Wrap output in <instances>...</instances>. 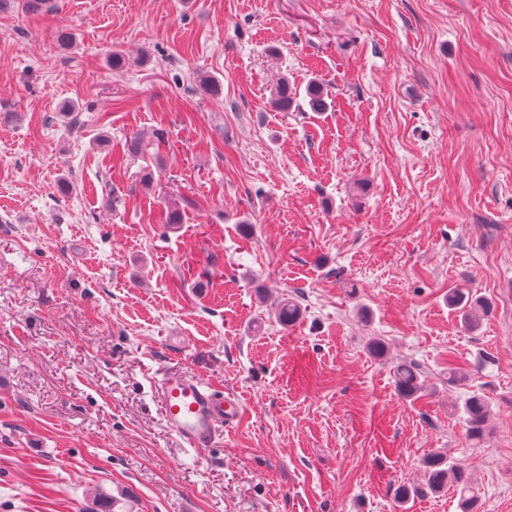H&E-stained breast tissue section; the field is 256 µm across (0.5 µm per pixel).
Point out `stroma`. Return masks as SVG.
<instances>
[{"mask_svg": "<svg viewBox=\"0 0 512 512\" xmlns=\"http://www.w3.org/2000/svg\"><path fill=\"white\" fill-rule=\"evenodd\" d=\"M51 6L0 5V512H458L396 498L434 451L512 512V0ZM282 76L330 108L275 110ZM405 361L427 396L397 393ZM163 370L245 414L191 449ZM448 302L455 307L462 317L466 328L474 330L478 326V313H487L490 306L470 290H456L448 296ZM462 412L468 427V435L476 445H481L488 431L490 402L486 395L477 391L469 395L463 402Z\"/></svg>", "mask_w": 512, "mask_h": 512, "instance_id": "obj_1", "label": "stroma"}]
</instances>
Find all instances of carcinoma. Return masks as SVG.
Wrapping results in <instances>:
<instances>
[{
	"label": "carcinoma",
	"instance_id": "carcinoma-1",
	"mask_svg": "<svg viewBox=\"0 0 512 512\" xmlns=\"http://www.w3.org/2000/svg\"><path fill=\"white\" fill-rule=\"evenodd\" d=\"M295 88L288 84L283 77L272 92V105L275 109L286 112L294 104ZM307 103L313 112H325L329 107L328 92L319 81H312L306 87ZM448 302L455 307L462 317L466 328L474 330L478 326V313H486L490 306L483 299L469 290H456L448 296ZM302 315L301 307L294 298H287L281 303L277 318L285 326L297 322ZM395 387L403 397H419L426 391L425 380L418 366L414 363H403L394 371ZM462 412L468 427V435L475 444L480 445L488 431L490 402L486 395L477 391L469 395L463 402ZM425 472V487H403L398 492V498L406 500L412 495L424 493H440L448 486H453L459 495L461 512H480L481 497L470 470L463 464L450 463L440 453H433L423 461Z\"/></svg>",
	"mask_w": 512,
	"mask_h": 512
}]
</instances>
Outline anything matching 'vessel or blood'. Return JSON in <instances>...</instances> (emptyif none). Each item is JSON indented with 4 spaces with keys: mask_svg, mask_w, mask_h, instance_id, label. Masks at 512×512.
<instances>
[{
    "mask_svg": "<svg viewBox=\"0 0 512 512\" xmlns=\"http://www.w3.org/2000/svg\"><path fill=\"white\" fill-rule=\"evenodd\" d=\"M155 388L169 428L196 450L207 448L218 426L237 422L245 412L238 397L219 393L196 378L162 372Z\"/></svg>",
    "mask_w": 512,
    "mask_h": 512,
    "instance_id": "1",
    "label": "vessel or blood"
}]
</instances>
